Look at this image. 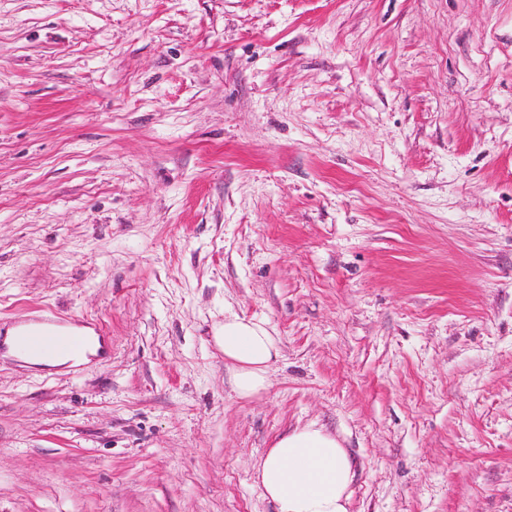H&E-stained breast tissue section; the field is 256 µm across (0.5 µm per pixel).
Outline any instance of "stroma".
Listing matches in <instances>:
<instances>
[{
	"label": "stroma",
	"instance_id": "35a3bbf8",
	"mask_svg": "<svg viewBox=\"0 0 512 512\" xmlns=\"http://www.w3.org/2000/svg\"><path fill=\"white\" fill-rule=\"evenodd\" d=\"M43 316L108 350L0 355V512H275L310 423L349 512H512V0H0V331ZM220 335L215 336L224 352V360L234 369L235 390L241 397L256 395L266 387L270 364L280 349L264 323L236 315L224 317ZM22 333V328H14L8 331V335L6 336L5 342L8 346L9 352L19 358L20 360L27 362L31 365H38V366H57L62 365L65 363H68L70 361H85L87 360L88 355H94L96 354L99 343L97 340L94 341V344L77 354L73 355H65V356H55V355H40V354H33V353H27L23 352L19 346L17 347L15 344V339H20L21 336H19ZM256 473L275 512H349L353 460L336 436L314 424L280 436Z\"/></svg>",
	"mask_w": 512,
	"mask_h": 512
}]
</instances>
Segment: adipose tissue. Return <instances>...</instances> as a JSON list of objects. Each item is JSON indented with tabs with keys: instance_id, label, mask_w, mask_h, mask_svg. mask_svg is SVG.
<instances>
[{
	"instance_id": "ef3b65f1",
	"label": "adipose tissue",
	"mask_w": 512,
	"mask_h": 512,
	"mask_svg": "<svg viewBox=\"0 0 512 512\" xmlns=\"http://www.w3.org/2000/svg\"><path fill=\"white\" fill-rule=\"evenodd\" d=\"M217 342L234 369L235 390L250 397L267 384L280 349L263 322L225 317ZM354 463L335 436L309 425L280 436L257 468L276 512H348Z\"/></svg>"
}]
</instances>
